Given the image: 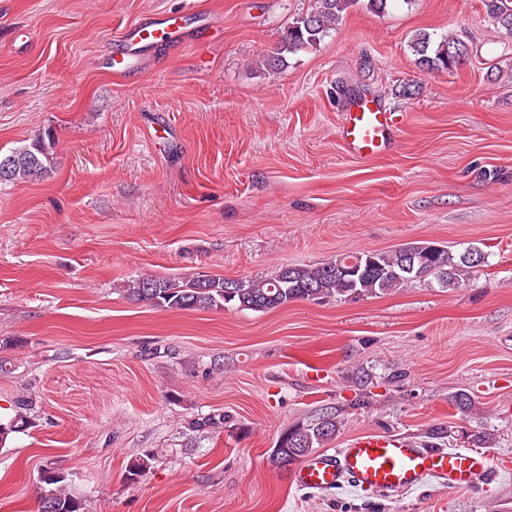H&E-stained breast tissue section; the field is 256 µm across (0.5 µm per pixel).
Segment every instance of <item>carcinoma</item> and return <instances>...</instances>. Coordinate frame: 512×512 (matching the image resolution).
<instances>
[{
	"mask_svg": "<svg viewBox=\"0 0 512 512\" xmlns=\"http://www.w3.org/2000/svg\"><path fill=\"white\" fill-rule=\"evenodd\" d=\"M358 0H312L310 10L293 19L279 45L263 58L260 65L279 70L286 65V55L319 44L328 36L344 14ZM492 25L512 36V0H482ZM419 64L428 70L453 71L468 57L466 43L453 36L435 41L426 32L418 33L411 42ZM47 146L37 140L28 146L0 155V182H33L47 174ZM480 254L478 247L454 253L439 246L422 251L415 243L391 251L363 250L337 255L317 266L294 265L280 269L269 278H214L198 275L177 282L161 277H142L126 283V293L134 301L164 311H188L224 308L228 305L242 311L268 312L302 300L329 301L356 299L360 296L386 295L408 282L427 280L440 288L456 286L476 271L468 257ZM361 259L356 277L338 271L348 259ZM18 412L8 423L0 422V446L9 435L26 424L22 411L32 405L17 401ZM337 431L336 415L328 413L315 422L283 434L272 453L278 466L293 464L333 438ZM41 483L46 486L39 512H84V502L66 491L65 477L51 467L43 469Z\"/></svg>",
	"mask_w": 512,
	"mask_h": 512,
	"instance_id": "1",
	"label": "carcinoma"
}]
</instances>
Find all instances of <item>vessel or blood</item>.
<instances>
[{"label": "vessel or blood", "mask_w": 512, "mask_h": 512, "mask_svg": "<svg viewBox=\"0 0 512 512\" xmlns=\"http://www.w3.org/2000/svg\"><path fill=\"white\" fill-rule=\"evenodd\" d=\"M186 37L179 16L142 20L125 29L121 50L105 66L114 73L129 72L152 49L174 46ZM400 121L399 113L378 100L357 99L342 116L341 139L351 154L369 159L385 149ZM494 475L486 451L432 447L403 434L369 432L351 437L344 447L312 455L296 470L294 482L316 493L350 487L368 497H390L430 482L473 489Z\"/></svg>", "instance_id": "vessel-or-blood-1"}]
</instances>
